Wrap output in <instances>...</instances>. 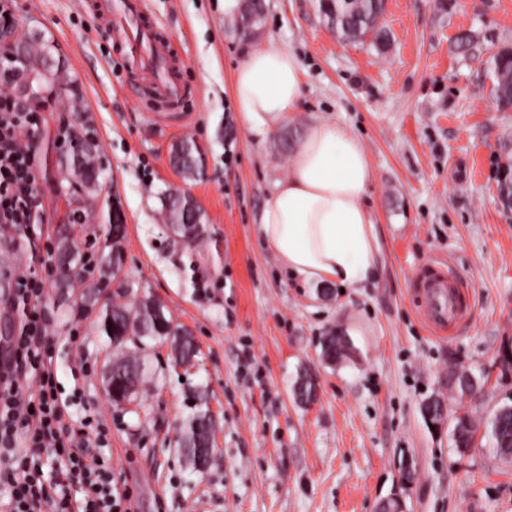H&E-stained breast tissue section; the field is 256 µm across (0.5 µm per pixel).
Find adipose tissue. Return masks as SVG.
I'll list each match as a JSON object with an SVG mask.
<instances>
[{
	"mask_svg": "<svg viewBox=\"0 0 512 512\" xmlns=\"http://www.w3.org/2000/svg\"><path fill=\"white\" fill-rule=\"evenodd\" d=\"M232 94L250 132L265 136L300 105V62L274 46L251 50L234 72ZM372 183L360 137L334 122L313 119L260 214V236L303 284L364 287L377 254L367 205Z\"/></svg>",
	"mask_w": 512,
	"mask_h": 512,
	"instance_id": "ef3b65f1",
	"label": "adipose tissue"
}]
</instances>
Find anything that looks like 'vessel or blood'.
Here are the masks:
<instances>
[{"instance_id":"1","label":"vessel or blood","mask_w":512,"mask_h":512,"mask_svg":"<svg viewBox=\"0 0 512 512\" xmlns=\"http://www.w3.org/2000/svg\"><path fill=\"white\" fill-rule=\"evenodd\" d=\"M95 7L106 21L113 42L123 51L125 68L140 73L152 86L147 107L183 113L191 95L182 79L185 63L170 40L146 21L141 0H96ZM413 288L420 299L421 318L433 332H455L468 319L469 296L447 262L430 261Z\"/></svg>"}]
</instances>
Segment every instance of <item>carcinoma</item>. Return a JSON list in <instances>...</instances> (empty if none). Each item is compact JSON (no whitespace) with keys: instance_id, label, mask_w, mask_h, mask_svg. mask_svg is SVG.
Instances as JSON below:
<instances>
[{"instance_id":"cac0c4a2","label":"carcinoma","mask_w":512,"mask_h":512,"mask_svg":"<svg viewBox=\"0 0 512 512\" xmlns=\"http://www.w3.org/2000/svg\"><path fill=\"white\" fill-rule=\"evenodd\" d=\"M320 11L331 21L336 30L350 41L361 42L371 36L373 42L385 44L388 35L377 25L384 8V0H320ZM20 55L25 61L22 77L29 81L37 94L51 89L58 75V66L41 40L33 37L21 43ZM493 95L499 106L512 107V61L505 57L493 56L490 69ZM171 161L183 176H192L197 169L194 145L182 141L171 150ZM63 171L67 181L76 184L88 197L93 198L99 187L100 165L97 150H71L64 154ZM164 220L169 231L176 237H199L202 233V213L197 204L187 198L181 201L165 200ZM58 260L80 263V251L69 236H61L57 246ZM157 301L142 297L128 305L119 301L106 303L98 319L100 335L107 337L112 347V362L104 374V390L116 395H130L136 400L137 384L144 375L136 350L128 346L129 336L145 341H168L173 351L174 362L188 365L197 355V348L188 330L174 325L171 318L166 323L155 321ZM323 358L332 363L345 359L349 345L345 337L330 333L322 344ZM488 381V375H476L466 370L448 371V392L458 400L454 411L453 443L460 455L468 453L475 446L481 428L489 431L495 454L512 460V404L499 407L486 423L473 417L467 410L466 399L481 394ZM295 399L310 404L317 397V378L310 372L300 374L293 385ZM212 418L207 408L205 394L199 393L195 411L187 419L177 441L178 450L192 469L202 467L206 458L214 455L211 439Z\"/></svg>"}]
</instances>
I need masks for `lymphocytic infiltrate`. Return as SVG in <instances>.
<instances>
[{"label": "lymphocytic infiltrate", "mask_w": 512, "mask_h": 512, "mask_svg": "<svg viewBox=\"0 0 512 512\" xmlns=\"http://www.w3.org/2000/svg\"><path fill=\"white\" fill-rule=\"evenodd\" d=\"M38 121L37 113L15 111L10 98H0L1 225L23 224L29 216L34 151L20 133ZM15 285L9 306L20 316L18 334L0 363V512H131L126 493L112 482L111 465L95 452L100 434L62 426L44 283L20 272ZM47 462L57 467L58 481L45 479ZM71 482L79 484L81 499H72Z\"/></svg>", "instance_id": "f902f5d3"}]
</instances>
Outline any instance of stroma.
Listing matches in <instances>:
<instances>
[{"mask_svg": "<svg viewBox=\"0 0 512 512\" xmlns=\"http://www.w3.org/2000/svg\"><path fill=\"white\" fill-rule=\"evenodd\" d=\"M13 28L51 46L64 76L45 96L39 124L23 132L35 149L36 217L0 227V261L36 273L66 425L94 415L106 432L112 472L133 512H379L401 494L406 512H512V461L478 437L454 454L451 423L434 431L421 405L443 395L449 369H478L512 350V208L498 186L512 164V109L490 92L493 54L512 48V0H385V45L348 43L318 0H264L251 36L239 0H144L169 38L192 90L185 123H157L122 69L93 0H0ZM291 51L302 67L303 103L266 136L253 135L232 94L252 49ZM352 127L370 156L367 200L379 240L366 287L300 284L258 233L274 183L311 116ZM92 139L100 192L86 223L66 219L56 188L62 130ZM192 141L198 170L183 178L172 146ZM190 194L203 233L173 241L162 219L171 188ZM79 245L87 280L112 245L136 295L161 301L194 336L191 367L174 366L168 344L138 351L141 409L107 404L103 374L112 350L98 312L78 310L52 286L61 231ZM465 281L471 317L451 336L431 334L411 281L433 256ZM347 337L349 358L325 363L324 336ZM253 366L244 370L243 356ZM318 378L317 399L295 401L300 373ZM205 390L215 421V458L191 472L175 447ZM416 475L399 482L402 459Z\"/></svg>", "mask_w": 512, "mask_h": 512, "instance_id": "stroma-1", "label": "stroma"}]
</instances>
